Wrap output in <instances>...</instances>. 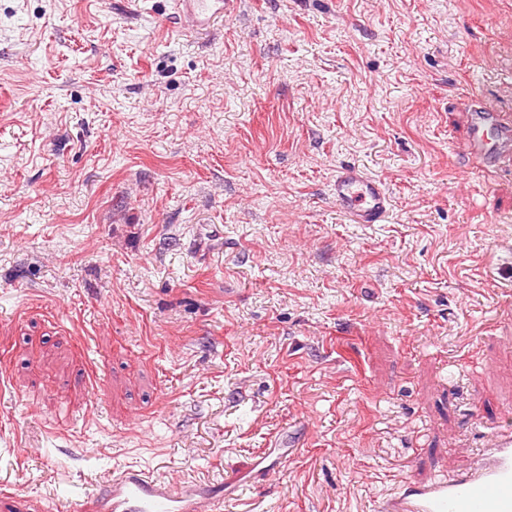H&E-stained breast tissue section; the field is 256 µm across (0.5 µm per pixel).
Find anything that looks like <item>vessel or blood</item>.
<instances>
[{"instance_id":"b4317fda","label":"vessel or blood","mask_w":512,"mask_h":512,"mask_svg":"<svg viewBox=\"0 0 512 512\" xmlns=\"http://www.w3.org/2000/svg\"><path fill=\"white\" fill-rule=\"evenodd\" d=\"M188 32L207 34L229 16L235 0H171ZM468 152L494 163L512 154V113L489 109L478 96L464 100ZM331 197L355 224L383 223L391 198L380 181L354 165L340 167ZM95 512H223L222 489L203 483H174L141 467L115 469L97 495ZM378 512H512V428L491 433L464 470L434 481L404 480Z\"/></svg>"}]
</instances>
